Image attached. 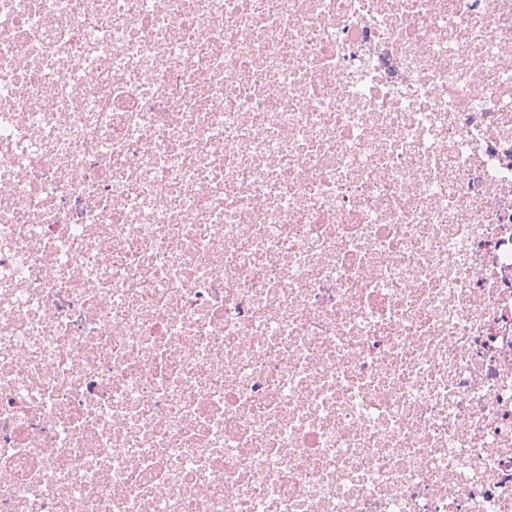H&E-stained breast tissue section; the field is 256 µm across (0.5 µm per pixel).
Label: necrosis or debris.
<instances>
[{
    "instance_id": "4bbe7bcc",
    "label": "necrosis or debris",
    "mask_w": 512,
    "mask_h": 512,
    "mask_svg": "<svg viewBox=\"0 0 512 512\" xmlns=\"http://www.w3.org/2000/svg\"><path fill=\"white\" fill-rule=\"evenodd\" d=\"M0 512H512V0H0Z\"/></svg>"
}]
</instances>
